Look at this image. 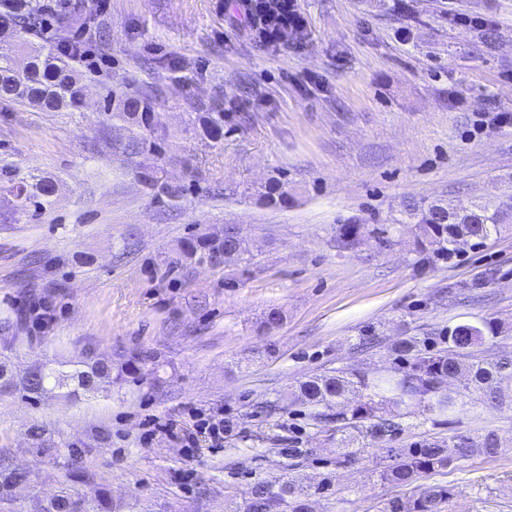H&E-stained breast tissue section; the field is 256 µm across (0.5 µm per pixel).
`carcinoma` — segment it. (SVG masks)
<instances>
[{
  "instance_id": "obj_1",
  "label": "carcinoma",
  "mask_w": 512,
  "mask_h": 512,
  "mask_svg": "<svg viewBox=\"0 0 512 512\" xmlns=\"http://www.w3.org/2000/svg\"><path fill=\"white\" fill-rule=\"evenodd\" d=\"M53 34L45 36L50 24ZM7 26L18 38V48L26 53V63L17 65L12 50L0 48V100L28 105L43 112H78L82 108L85 85L73 62L83 51V42L67 39L65 32L73 27L85 33L98 29L96 17L80 10L73 0H0V27ZM113 117L147 119L152 102L147 97L125 95L110 97ZM224 117H206L203 126L215 140L224 137ZM0 180L16 198L24 212L45 209L54 193L52 182L33 177L15 180L11 170L0 168ZM266 205L288 204V190L280 181L272 182L265 192ZM405 218L401 224H413L417 236L434 252L449 256L456 244H480L501 228L512 223V203L500 201L473 202L465 208L447 199L428 203L406 200L402 204ZM368 232L365 224H345L340 228L339 243L353 248ZM187 258H216L224 252V242L211 236H192L180 242ZM501 335L500 326L491 319L478 323H460L437 336L403 337L391 346L398 368L375 375L336 371L310 376L298 382L293 396L306 407L313 421L336 424L329 438L341 449L337 465L351 467L360 460L362 449L388 450L393 463L384 468L382 480L409 486L429 473L442 471L467 452L486 456L498 453V436L488 432L475 440L455 434L446 440L424 438L408 448H386L400 419L415 412L434 425L446 424L465 410L468 402L488 405L512 403V354L484 361L477 359L473 348L494 342ZM157 373L152 355L133 352L120 367L101 361L60 362L38 359L27 368V384L22 397L37 405L57 398L90 401L109 395L110 387L143 379ZM17 390L12 362L0 359V396ZM33 451L41 457H58L61 448L40 426L29 430ZM15 468L7 457H0V512H65L73 502H82L85 512H114L112 500L102 488H88L89 481L80 469L71 467L66 479L50 499L31 492L28 501L15 505L11 491ZM333 479L327 476L316 486L298 478L281 474L254 484L251 503L235 498L225 500L224 512H305L313 495L331 493ZM454 496L446 485L425 487L413 497L398 498L387 503L383 512H445Z\"/></svg>"
}]
</instances>
